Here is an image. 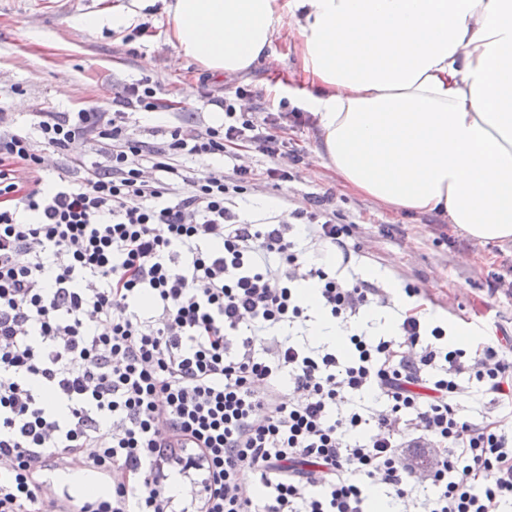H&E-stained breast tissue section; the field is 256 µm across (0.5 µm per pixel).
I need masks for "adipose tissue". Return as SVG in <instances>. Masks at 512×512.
<instances>
[{
    "mask_svg": "<svg viewBox=\"0 0 512 512\" xmlns=\"http://www.w3.org/2000/svg\"><path fill=\"white\" fill-rule=\"evenodd\" d=\"M156 0L81 20L122 32ZM168 38L200 69L243 76L274 39L296 56L289 102L349 190L512 241V0H163Z\"/></svg>",
    "mask_w": 512,
    "mask_h": 512,
    "instance_id": "adipose-tissue-1",
    "label": "adipose tissue"
}]
</instances>
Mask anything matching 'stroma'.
Here are the masks:
<instances>
[{
  "mask_svg": "<svg viewBox=\"0 0 512 512\" xmlns=\"http://www.w3.org/2000/svg\"><path fill=\"white\" fill-rule=\"evenodd\" d=\"M122 0H0V109L11 124L35 133L40 113L111 111L116 88L150 77L160 84L163 106L130 118L137 137L154 147L168 127L213 125L220 99L237 87L250 89L240 106L259 116H280L278 133L286 148L271 159L259 149H243L242 164L257 178L239 201L242 217L262 222L308 208L312 197L330 196L340 214L355 226L360 245L357 273L381 288L414 283L429 318L447 322L450 333L465 332L480 342L512 336V290L489 293L495 276L512 281V243L483 244L435 214H396L367 196L345 191L335 173L317 157L316 128L308 114L293 115L287 92L272 89L273 78L258 65L234 80L219 79L179 55L167 36L161 4L144 11L122 33L84 31L81 18ZM197 88L181 97L184 85ZM44 180L76 182L80 164L101 163L105 146L94 138L77 140L69 150H44ZM278 168L287 178L268 176ZM274 200L272 208L257 198Z\"/></svg>",
  "mask_w": 512,
  "mask_h": 512,
  "instance_id": "35a3bbf8",
  "label": "stroma"
}]
</instances>
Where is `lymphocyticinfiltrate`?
I'll use <instances>...</instances> for the list:
<instances>
[{"label":"lymphocytic infiltrate","instance_id":"obj_1","mask_svg":"<svg viewBox=\"0 0 512 512\" xmlns=\"http://www.w3.org/2000/svg\"><path fill=\"white\" fill-rule=\"evenodd\" d=\"M245 94L224 99L221 126H172L149 154L129 125L161 106L147 77L113 114L49 112L33 137L0 127V512H367L370 485L408 496V448L433 454L429 512H501L512 421L462 396L470 383L511 405L512 346L451 347L420 305L395 334H351L343 357L294 341L303 281L344 324L390 298L297 250L300 220L350 260L353 226L327 199L288 222L235 211L254 176L237 147L284 145L275 121L237 111ZM89 136L105 164L44 185L41 148ZM213 155L232 171L183 164ZM370 391L382 410L339 414ZM62 458L106 471L111 496L45 502ZM248 480L262 497L243 495Z\"/></svg>","mask_w":512,"mask_h":512}]
</instances>
